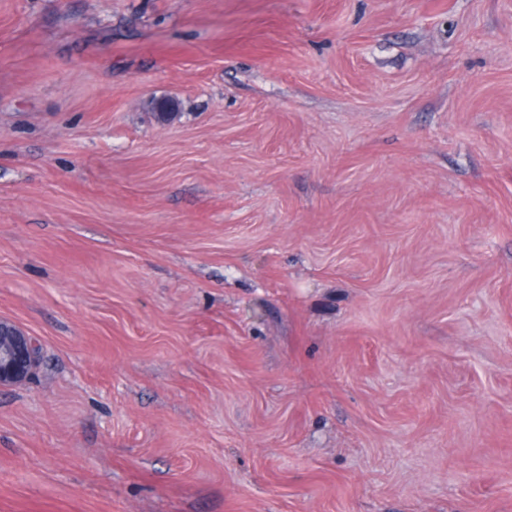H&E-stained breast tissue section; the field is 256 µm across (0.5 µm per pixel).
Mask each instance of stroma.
<instances>
[{
	"label": "stroma",
	"instance_id": "35a3bbf8",
	"mask_svg": "<svg viewBox=\"0 0 512 512\" xmlns=\"http://www.w3.org/2000/svg\"><path fill=\"white\" fill-rule=\"evenodd\" d=\"M0 318V512H512V0H0ZM39 361L36 339L0 320V386L27 378Z\"/></svg>",
	"mask_w": 512,
	"mask_h": 512
}]
</instances>
